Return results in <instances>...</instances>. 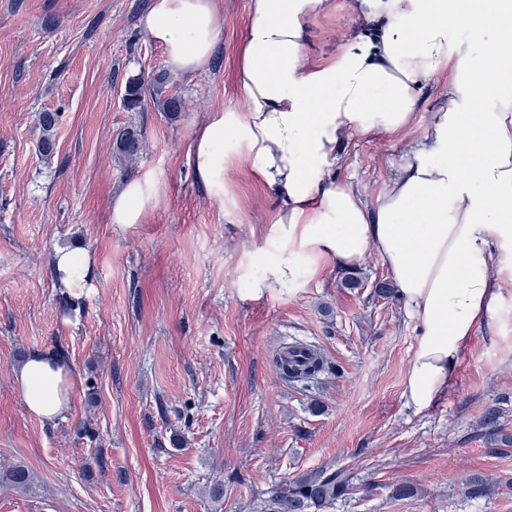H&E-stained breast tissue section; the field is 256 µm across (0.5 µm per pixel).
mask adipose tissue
<instances>
[{
  "mask_svg": "<svg viewBox=\"0 0 512 512\" xmlns=\"http://www.w3.org/2000/svg\"><path fill=\"white\" fill-rule=\"evenodd\" d=\"M335 0H250L236 70L241 108L209 113L192 142L198 180L224 188L240 164L277 210L254 292L353 269L376 256L419 322L403 396L415 412L450 387L476 332L512 304V0H351L358 28L306 57L309 26ZM141 25L168 67L210 63L217 0H149ZM438 87L436 107L420 96ZM379 132L410 140L374 198L337 181L343 146ZM154 189L130 181L112 201L116 224L138 223ZM29 412L54 420L71 370L36 352L16 370Z\"/></svg>",
  "mask_w": 512,
  "mask_h": 512,
  "instance_id": "1",
  "label": "adipose tissue"
}]
</instances>
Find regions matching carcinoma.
I'll use <instances>...</instances> for the list:
<instances>
[{"instance_id": "carcinoma-1", "label": "carcinoma", "mask_w": 512, "mask_h": 512, "mask_svg": "<svg viewBox=\"0 0 512 512\" xmlns=\"http://www.w3.org/2000/svg\"><path fill=\"white\" fill-rule=\"evenodd\" d=\"M169 84L170 77L165 71H160L147 79L142 76H131L125 81L122 105L128 112H139L145 104L146 97L149 96L161 111L176 118L183 110V101L178 95L167 92ZM58 121L59 115L56 112L44 111L39 115V146L46 156L54 152V136ZM117 150L128 160L137 159L142 151L140 135L130 131L123 132L117 139ZM277 365L284 375L299 381L313 380L326 370L323 360L301 375L292 373L281 361L277 362ZM0 481L16 490L26 491L32 486L33 477L26 468L15 466L0 472ZM348 491V483L335 472L327 475L306 474L273 491L267 501V512H310L313 507L321 509L331 506ZM489 491L487 482L481 478H471L466 483V494L470 498L486 497Z\"/></svg>"}]
</instances>
